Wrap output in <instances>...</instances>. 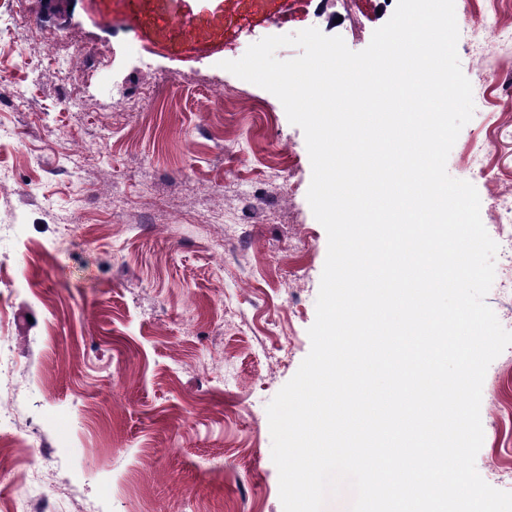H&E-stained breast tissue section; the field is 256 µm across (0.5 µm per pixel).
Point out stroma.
Returning a JSON list of instances; mask_svg holds the SVG:
<instances>
[{"mask_svg": "<svg viewBox=\"0 0 512 512\" xmlns=\"http://www.w3.org/2000/svg\"><path fill=\"white\" fill-rule=\"evenodd\" d=\"M395 8L26 0V21L0 22V225L13 227L0 238V351L25 367L22 417L62 462L57 486L0 474L1 505L64 486L101 512H283L266 407L311 349L327 234L302 129L221 64L311 27L358 52ZM31 23L104 57L111 97L47 65ZM457 52L474 97L479 74L512 77V40ZM75 83L88 109L61 108ZM215 85L228 89L218 107ZM492 122L477 111L462 128L451 177L470 180L468 148ZM72 140L97 148L76 164ZM480 414L476 469L512 492V346L487 369Z\"/></svg>", "mask_w": 512, "mask_h": 512, "instance_id": "1", "label": "stroma"}]
</instances>
